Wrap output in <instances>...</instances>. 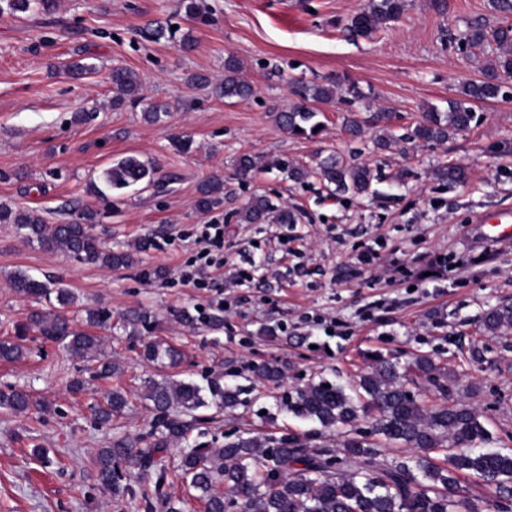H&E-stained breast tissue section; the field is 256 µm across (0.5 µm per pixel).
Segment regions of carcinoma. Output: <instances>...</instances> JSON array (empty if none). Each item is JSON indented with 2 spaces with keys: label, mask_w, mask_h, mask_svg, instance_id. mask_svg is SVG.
Here are the masks:
<instances>
[{
  "label": "carcinoma",
  "mask_w": 512,
  "mask_h": 512,
  "mask_svg": "<svg viewBox=\"0 0 512 512\" xmlns=\"http://www.w3.org/2000/svg\"><path fill=\"white\" fill-rule=\"evenodd\" d=\"M4 2L1 14L52 13L58 8L57 0ZM408 6L409 0H365L351 21V29L368 36L399 20ZM459 43L490 53L493 60L483 66L482 78L461 87L459 97L448 102V111L426 110L422 119L402 135L395 134L392 128V113L373 112L365 119L346 120L348 133L358 137L371 128L378 147L389 149L399 144L444 142L478 125L482 115L474 104L504 96V81L512 78V26L471 25L461 32ZM239 72L238 61L227 57L224 82L216 86L219 96L243 100L254 94V87L239 77ZM111 81L112 106L118 108L127 102L140 105L143 119L149 123H159L168 116L167 105L144 102L134 72L116 68ZM341 87L339 78L328 85L298 87L300 101L276 113V121L292 136L314 138V129L321 122L316 120L318 111L312 104L332 101ZM233 166L238 175L246 176L258 167V162L249 154H241ZM267 167L283 170L294 181H302L310 174L304 167H290L278 160L267 163ZM152 172L140 159L124 157L104 172L103 179L108 189L122 190L151 177ZM317 175L340 194H366L375 180L369 165L351 163L335 152L318 162ZM433 175L448 184L466 179L464 169L455 165L440 166ZM222 190L217 180L202 184L197 208H213ZM94 219V213L87 211L76 222L50 224L33 209L0 206V223L14 225L25 242L110 269L134 265L135 254L149 246V241L141 239L129 251L114 252L89 234L88 225ZM238 220L244 224H295L297 216L286 208L275 209L263 196H255L238 211ZM11 284L17 294L27 299L56 300L60 310L32 311L27 321L17 326L14 338L0 340V360L14 362L24 357L22 341L28 331L35 330L65 344L77 356L100 360V377H110L118 369L112 359L104 356V337L74 328L63 312L74 302L67 289L22 271L11 277ZM111 318L103 309H86L88 326L110 329ZM153 322L151 313L135 310L120 318V328L134 336L139 328H148ZM481 325L490 334L512 329V305L488 308L481 316ZM143 357L162 369L181 362V353L162 340L147 342ZM253 372L262 381L278 384L285 378L286 365L268 361L255 366ZM447 377L448 373L428 356H415L403 369L377 356L357 375L354 397L341 384L329 386L325 380L312 379L294 388L283 401V408L296 417L336 430V447L308 448L295 437L273 440L246 431L225 442L222 448L190 450L181 457L177 471L203 504L204 512H455L466 499L467 489L460 480L466 475L492 487L494 499L490 507L497 512L499 501L512 500V451L483 447L485 429L475 409L456 404L428 405L410 395L407 388L419 378L444 396L448 392ZM146 389L145 397L153 412L150 431L138 440L116 438L110 446L100 449L97 480L113 495L123 496L130 490L134 471H151L156 475L153 487L140 491L148 512H153L158 501L164 512H183L165 490L169 484L170 467L165 461L169 448L187 438L199 421L195 411L209 405L206 397L226 409H234L245 404L241 398L245 389L239 385L223 386L217 381L204 387L168 374L148 381ZM31 405L32 398L25 390L0 391V408L21 414ZM127 407L126 395L114 390L95 408V417L108 423ZM362 417L372 418L370 434L348 437L339 432L343 427L354 426ZM371 434L419 453L389 460L369 439ZM436 451L443 452L442 459L432 456Z\"/></svg>",
  "instance_id": "cac0c4a2"
}]
</instances>
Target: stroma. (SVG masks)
I'll return each instance as SVG.
<instances>
[{
	"mask_svg": "<svg viewBox=\"0 0 512 512\" xmlns=\"http://www.w3.org/2000/svg\"><path fill=\"white\" fill-rule=\"evenodd\" d=\"M59 3L51 15L0 14V203L41 209L52 224L90 210L105 245H150L137 264L111 270L24 243L0 224V339L35 307L10 286L20 270L62 281L79 328L89 307L116 317L148 310L154 338L183 354L179 378L249 389L245 405L199 409L203 422L189 441L211 448L245 429L320 445L333 431L318 435L317 425L282 410L289 390L312 379L351 386L374 354L427 355L447 369L451 400L479 413L489 447L512 449V330L493 336L480 323L488 307L512 304V241L486 237L476 223L482 212L512 209V94L478 103L482 122L444 143L381 150L373 133L355 139L343 127L345 116L385 109L402 134L426 108L446 111L484 65L458 35L477 22L512 23V14L494 12L489 0H447L444 11L412 0L399 21L363 37L348 25L364 0H203L207 23L187 16L182 0ZM157 24L175 27L174 39L145 38ZM229 56L255 89L248 99L214 93ZM121 67L137 75L145 100L169 104L163 123L145 122L130 104L113 108L111 75ZM339 76L364 97L350 101L341 89L321 104L319 136L293 137L277 124L298 84ZM334 151L373 169L376 195L330 194L314 169ZM241 154L260 164L245 178L232 167ZM125 156L151 162L153 182L94 194L93 183ZM272 158L312 175L289 180L266 169ZM442 164L464 167L466 180L439 182L432 170ZM213 177L224 182L223 198L203 212L198 187ZM255 195L293 210L297 223H239ZM215 220L224 226L223 268L201 285L182 282L194 234ZM219 292L227 310L210 304ZM185 310L194 323L182 321ZM218 313L216 327L209 318ZM104 336L105 354L121 365L108 378L34 331L23 359L0 361V391L21 388L49 405L22 415L0 409V512H143L98 484L95 459L112 439L149 431L145 385L159 371L142 358L145 337L116 328ZM273 360L288 366L281 384L255 381L251 365ZM75 379L85 383L77 394L68 390ZM116 389L129 409L97 424L91 405Z\"/></svg>",
	"mask_w": 512,
	"mask_h": 512,
	"instance_id": "obj_1",
	"label": "stroma"
}]
</instances>
